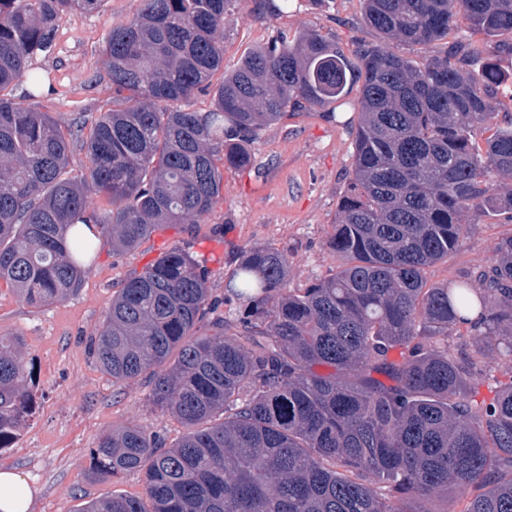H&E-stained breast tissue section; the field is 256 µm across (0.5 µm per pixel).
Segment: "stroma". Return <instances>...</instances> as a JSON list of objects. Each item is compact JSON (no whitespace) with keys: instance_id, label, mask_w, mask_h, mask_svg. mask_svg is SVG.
<instances>
[{"instance_id":"1","label":"stroma","mask_w":512,"mask_h":512,"mask_svg":"<svg viewBox=\"0 0 512 512\" xmlns=\"http://www.w3.org/2000/svg\"><path fill=\"white\" fill-rule=\"evenodd\" d=\"M140 5L141 0H103L95 11L62 14L51 52L31 60L29 70L40 76V85L24 80L10 87V95L51 112L61 127L77 118L94 123L112 107L104 55L108 34L135 17ZM311 30L349 56L359 45L381 40L366 23L361 0H289L280 12L260 0H232L224 23V67L232 69L279 32L293 36ZM460 40L475 48L477 65L497 67L502 84L493 110L499 119L512 117V54L500 39L487 38L462 22L445 40L403 44L399 50L421 65ZM359 96L354 85L335 104L311 107L265 127L249 147V166L225 169L220 199L199 223L163 227L119 254L107 236H99L80 287L68 299L33 307L0 284V335L20 337L26 358L37 368L30 424L0 449V467L21 473L33 490L29 512H75L87 500L142 494V478L136 473L89 479L91 451L99 438L127 425L158 435L168 445L183 433L173 416L150 404L147 379L113 385L88 351V339L113 295L131 276L174 246L189 248L208 270L216 314L232 322L244 305L226 301L225 283L247 245L270 244L287 253L290 290L335 271L336 256L326 240L352 176ZM461 220V248L447 263L428 270L429 282L452 280L484 263L496 242L512 234V215L503 212L472 207Z\"/></svg>"}]
</instances>
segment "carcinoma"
Here are the masks:
<instances>
[{"mask_svg": "<svg viewBox=\"0 0 512 512\" xmlns=\"http://www.w3.org/2000/svg\"><path fill=\"white\" fill-rule=\"evenodd\" d=\"M101 2L0 0V281L30 305L78 289L94 247L78 225L132 250L207 215L224 182L217 153L249 164V145L288 109L330 104L358 81L360 122L330 276L284 295L288 255L252 245L226 283L247 306L205 333L208 271L185 248L112 296L91 354L114 385L148 379L184 433L168 448L137 426L100 437L93 476L138 472L144 495L75 512H436L434 499L468 485L479 493L461 512H512V375L484 377L479 360L512 358V235L452 285L426 277L460 248L464 210L512 211L486 180L512 178V122L493 123L500 75L460 69L474 53L463 42L422 66L391 47L442 41L461 19L512 36V0H362L382 42L356 61L316 31L284 33L218 85L232 0H141L105 45L112 109L64 132L4 91L51 51L64 12ZM199 93L212 110L178 106ZM485 125L482 151L472 130ZM74 144L89 162L82 182L68 175ZM90 187L112 203L103 217L87 214ZM463 330L478 350L458 360L448 337ZM33 387L20 340L0 336L1 448L27 426Z\"/></svg>", "mask_w": 512, "mask_h": 512, "instance_id": "cac0c4a2", "label": "carcinoma"}]
</instances>
